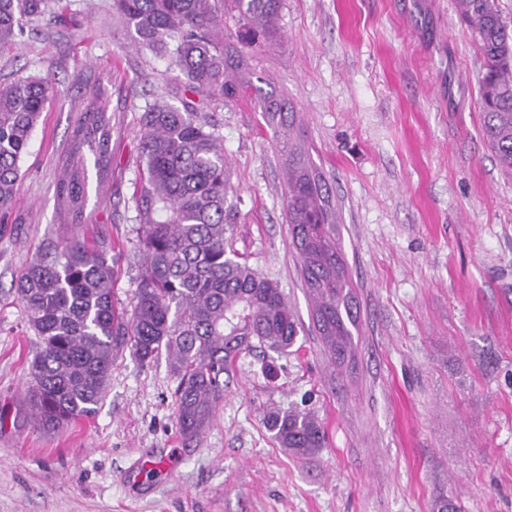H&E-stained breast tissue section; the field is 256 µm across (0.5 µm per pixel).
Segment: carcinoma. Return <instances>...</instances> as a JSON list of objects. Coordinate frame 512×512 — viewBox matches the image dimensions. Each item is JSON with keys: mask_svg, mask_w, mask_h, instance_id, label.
<instances>
[{"mask_svg": "<svg viewBox=\"0 0 512 512\" xmlns=\"http://www.w3.org/2000/svg\"><path fill=\"white\" fill-rule=\"evenodd\" d=\"M243 48L224 45L226 0H113L130 43L168 62L184 93L228 101L249 98L267 124L287 125L274 91L241 79L245 55L272 35L281 0H232ZM49 0H0V46L15 45ZM472 28L483 69L478 77L482 131L499 165L512 172V28L495 0H458ZM54 95L48 75L0 83V218L11 208L32 133ZM86 107L73 131L56 195L71 223L84 218L89 171L107 180L112 116L103 85L85 88ZM141 188L135 200L142 261L135 302L116 305L112 243L68 236L45 243L14 291L40 340L30 363L27 403L37 426L54 432L96 414L124 349L142 364L164 356L177 380L175 419L192 440L212 424L224 397V373L255 345L285 353L299 321L277 282L253 268L227 242L236 212L229 202L224 136L209 113L187 97L156 102L142 115ZM288 223L311 320L330 359L354 355L357 306L338 237V217L324 175L308 149L286 143ZM277 445L309 457L326 446L318 418L271 411Z\"/></svg>", "mask_w": 512, "mask_h": 512, "instance_id": "obj_1", "label": "carcinoma"}]
</instances>
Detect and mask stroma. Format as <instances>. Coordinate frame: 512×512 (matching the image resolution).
Wrapping results in <instances>:
<instances>
[{
	"label": "stroma",
	"instance_id": "35a3bbf8",
	"mask_svg": "<svg viewBox=\"0 0 512 512\" xmlns=\"http://www.w3.org/2000/svg\"><path fill=\"white\" fill-rule=\"evenodd\" d=\"M482 65L457 0H282L247 74L288 99L291 131L247 100L206 110L237 206L229 242L278 282L301 325L288 353L237 358L212 425L187 441L166 360L126 352L94 416L39 429L26 393L40 343L13 291L46 241L103 236L131 307L141 116L177 103L176 74L130 46L113 0H53L21 44L0 49V83L42 73L60 89L0 224V512H434L448 497L462 512H512V175L480 133ZM94 81L112 112V164L77 226L56 184ZM287 139L308 147L342 221L360 316L343 369L310 329ZM288 409L315 414L327 448H280L265 416Z\"/></svg>",
	"mask_w": 512,
	"mask_h": 512
}]
</instances>
